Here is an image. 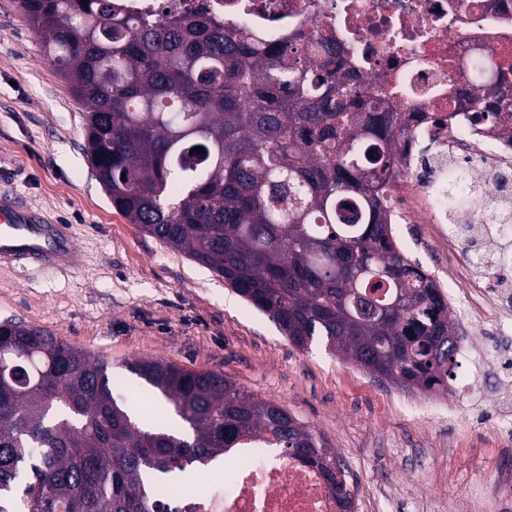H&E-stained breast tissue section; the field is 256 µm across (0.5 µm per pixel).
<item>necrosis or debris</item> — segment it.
Listing matches in <instances>:
<instances>
[{
  "mask_svg": "<svg viewBox=\"0 0 512 512\" xmlns=\"http://www.w3.org/2000/svg\"><path fill=\"white\" fill-rule=\"evenodd\" d=\"M226 26L269 43L302 31L342 46L337 73L382 90L410 122L401 174L387 195L394 224H448L449 193L470 200L479 252L512 294L502 247L512 239V139L495 117L459 109L462 82L512 60V0H208ZM221 483L178 498L180 512H340L315 465L253 442L224 452Z\"/></svg>",
  "mask_w": 512,
  "mask_h": 512,
  "instance_id": "necrosis-or-debris-1",
  "label": "necrosis or debris"
}]
</instances>
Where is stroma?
<instances>
[{"mask_svg": "<svg viewBox=\"0 0 512 512\" xmlns=\"http://www.w3.org/2000/svg\"><path fill=\"white\" fill-rule=\"evenodd\" d=\"M84 109L43 57L20 0H0V196L73 224L75 261L45 270L0 262V322L52 331L128 382L127 363L156 358L217 371L286 408L327 441L354 501H441L512 512L491 493L512 474V443L483 426L501 389L492 355L454 362L444 391H411L314 340L300 349L217 274L144 233L113 209L84 154ZM407 258L472 288L469 239L405 224Z\"/></svg>", "mask_w": 512, "mask_h": 512, "instance_id": "obj_1", "label": "stroma"}]
</instances>
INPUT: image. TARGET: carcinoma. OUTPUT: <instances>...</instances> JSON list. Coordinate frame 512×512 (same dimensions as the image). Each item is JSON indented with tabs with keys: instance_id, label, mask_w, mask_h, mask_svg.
Wrapping results in <instances>:
<instances>
[{
	"instance_id": "obj_1",
	"label": "carcinoma",
	"mask_w": 512,
	"mask_h": 512,
	"mask_svg": "<svg viewBox=\"0 0 512 512\" xmlns=\"http://www.w3.org/2000/svg\"><path fill=\"white\" fill-rule=\"evenodd\" d=\"M44 57L85 107V155L112 206L224 278L300 349L316 338L401 387H448L458 341L432 277L396 248L385 194L409 128L336 83L341 47L264 44L205 4L130 14L122 0H21ZM512 118V86L462 84ZM201 146L205 153H190ZM170 403L164 429L108 364L52 333L0 324V512H171L169 486L263 438L304 456L345 509L336 455L277 403L215 371L128 366Z\"/></svg>"
}]
</instances>
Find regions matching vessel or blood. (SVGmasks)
Here are the masks:
<instances>
[{
	"instance_id": "vessel-or-blood-1",
	"label": "vessel or blood",
	"mask_w": 512,
	"mask_h": 512,
	"mask_svg": "<svg viewBox=\"0 0 512 512\" xmlns=\"http://www.w3.org/2000/svg\"><path fill=\"white\" fill-rule=\"evenodd\" d=\"M74 255L72 227L40 217L22 203L0 197V262H33L53 269Z\"/></svg>"
}]
</instances>
